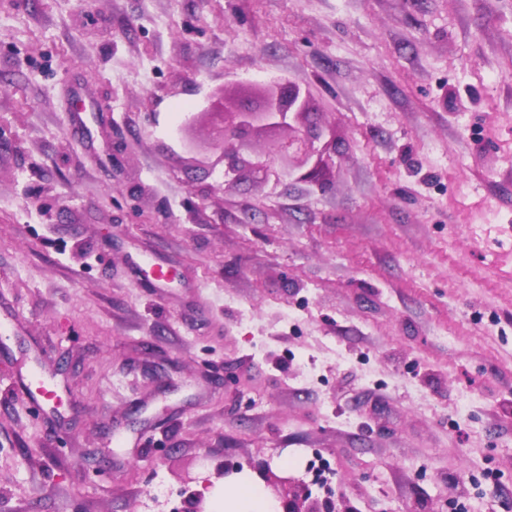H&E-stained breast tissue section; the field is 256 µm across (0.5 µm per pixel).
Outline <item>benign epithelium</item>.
Returning a JSON list of instances; mask_svg holds the SVG:
<instances>
[{"mask_svg": "<svg viewBox=\"0 0 512 512\" xmlns=\"http://www.w3.org/2000/svg\"><path fill=\"white\" fill-rule=\"evenodd\" d=\"M311 101L307 90L298 84L274 81L263 85L259 104L248 101L222 102L212 123L211 144L222 152L224 174L252 175L265 179L281 163L288 175L300 182L320 180L329 160L328 149L334 140L330 124L309 119ZM285 132L268 156L250 150L253 137ZM268 493L279 501L282 512H348L336 500L312 497L311 490L290 478L279 477L269 468L259 472Z\"/></svg>", "mask_w": 512, "mask_h": 512, "instance_id": "benign-epithelium-1", "label": "benign epithelium"}]
</instances>
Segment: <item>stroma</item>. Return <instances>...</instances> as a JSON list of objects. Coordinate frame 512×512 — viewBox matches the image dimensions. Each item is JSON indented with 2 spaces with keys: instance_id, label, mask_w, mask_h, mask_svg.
Masks as SVG:
<instances>
[{
  "instance_id": "1",
  "label": "stroma",
  "mask_w": 512,
  "mask_h": 512,
  "mask_svg": "<svg viewBox=\"0 0 512 512\" xmlns=\"http://www.w3.org/2000/svg\"><path fill=\"white\" fill-rule=\"evenodd\" d=\"M272 78L336 151L226 186L205 113ZM1 300L0 512H183L226 463L512 512V0H0Z\"/></svg>"
}]
</instances>
